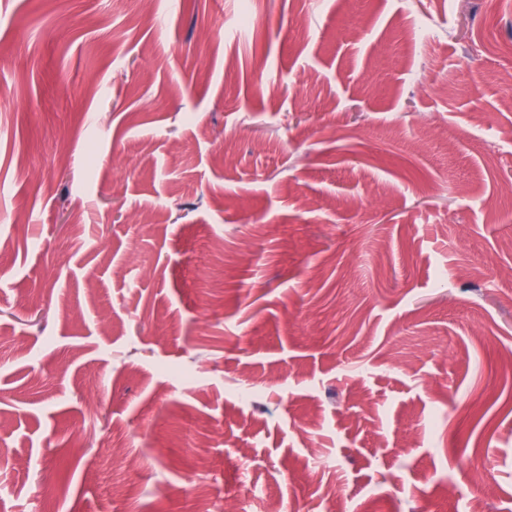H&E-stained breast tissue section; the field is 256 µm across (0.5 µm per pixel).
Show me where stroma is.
<instances>
[{"mask_svg": "<svg viewBox=\"0 0 512 512\" xmlns=\"http://www.w3.org/2000/svg\"><path fill=\"white\" fill-rule=\"evenodd\" d=\"M511 77L512 0H0V512H512Z\"/></svg>", "mask_w": 512, "mask_h": 512, "instance_id": "obj_1", "label": "stroma"}]
</instances>
